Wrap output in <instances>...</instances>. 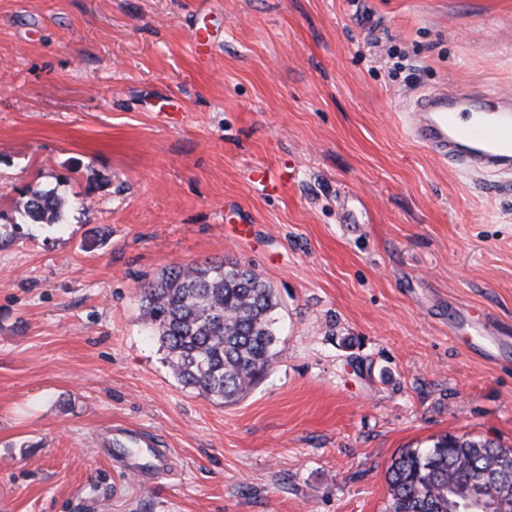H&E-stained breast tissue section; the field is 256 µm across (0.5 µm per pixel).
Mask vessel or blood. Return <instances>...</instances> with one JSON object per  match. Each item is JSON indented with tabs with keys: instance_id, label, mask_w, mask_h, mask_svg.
<instances>
[{
	"instance_id": "b4317fda",
	"label": "vessel or blood",
	"mask_w": 512,
	"mask_h": 512,
	"mask_svg": "<svg viewBox=\"0 0 512 512\" xmlns=\"http://www.w3.org/2000/svg\"><path fill=\"white\" fill-rule=\"evenodd\" d=\"M482 90L438 87L412 95L403 114L409 137L439 161L467 173L512 174V92L481 107Z\"/></svg>"
}]
</instances>
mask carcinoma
Listing matches in <instances>:
<instances>
[{"label":"carcinoma","mask_w":512,"mask_h":512,"mask_svg":"<svg viewBox=\"0 0 512 512\" xmlns=\"http://www.w3.org/2000/svg\"><path fill=\"white\" fill-rule=\"evenodd\" d=\"M65 203L35 188L18 210L24 224H59ZM142 317L174 378L224 403L247 395L278 355L273 288L238 263L174 265L141 292ZM480 477L488 512H512V448L488 440L444 436L406 448L387 470L388 512H469L455 489Z\"/></svg>","instance_id":"cac0c4a2"}]
</instances>
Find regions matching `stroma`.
Segmentation results:
<instances>
[{
  "instance_id": "35a3bbf8",
  "label": "stroma",
  "mask_w": 512,
  "mask_h": 512,
  "mask_svg": "<svg viewBox=\"0 0 512 512\" xmlns=\"http://www.w3.org/2000/svg\"><path fill=\"white\" fill-rule=\"evenodd\" d=\"M451 81L512 88V0H0V512H387L403 449L512 448V177L402 120ZM207 261L281 302L232 404L141 315ZM64 207V201L53 190L35 188L18 213L22 224H59Z\"/></svg>"
}]
</instances>
